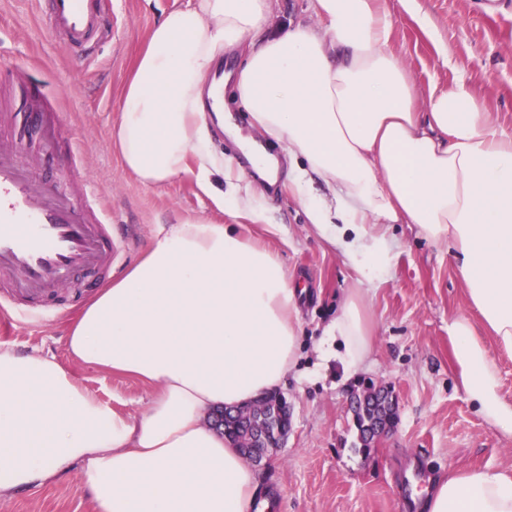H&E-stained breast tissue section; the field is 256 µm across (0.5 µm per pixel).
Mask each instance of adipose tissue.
Wrapping results in <instances>:
<instances>
[{
	"instance_id": "obj_1",
	"label": "adipose tissue",
	"mask_w": 512,
	"mask_h": 512,
	"mask_svg": "<svg viewBox=\"0 0 512 512\" xmlns=\"http://www.w3.org/2000/svg\"><path fill=\"white\" fill-rule=\"evenodd\" d=\"M318 27L253 43L270 0H191L152 27L127 82L112 143L142 185L192 176L210 192L235 178L213 154L205 96L226 51L229 99L298 165L296 195L314 230L357 275L320 336V359L354 375L372 352L366 288L394 258V224L443 241L472 316L448 322L467 400L512 436V399L475 323L512 352V134L465 81L419 99L390 49L381 0H310ZM320 182L326 195L314 194ZM301 290L276 254L231 224L160 225L143 257L68 322L70 362L155 388L123 413L56 358L0 344V498L80 467L95 512H251L255 472L203 418L277 391L301 359ZM425 512H512V473L449 474Z\"/></svg>"
}]
</instances>
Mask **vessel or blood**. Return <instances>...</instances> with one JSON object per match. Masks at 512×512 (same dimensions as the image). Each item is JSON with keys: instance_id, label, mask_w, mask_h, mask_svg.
Wrapping results in <instances>:
<instances>
[{"instance_id": "obj_1", "label": "vessel or blood", "mask_w": 512, "mask_h": 512, "mask_svg": "<svg viewBox=\"0 0 512 512\" xmlns=\"http://www.w3.org/2000/svg\"><path fill=\"white\" fill-rule=\"evenodd\" d=\"M48 27L64 50L87 48L101 26L98 0H45ZM73 188L38 178L26 145L0 148V283L9 302L52 297L78 271L111 274L127 240L115 237L112 216L79 172Z\"/></svg>"}]
</instances>
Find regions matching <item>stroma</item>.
<instances>
[{"mask_svg": "<svg viewBox=\"0 0 512 512\" xmlns=\"http://www.w3.org/2000/svg\"><path fill=\"white\" fill-rule=\"evenodd\" d=\"M421 4L432 21L428 31L398 0H385L394 19L390 47L418 93L465 80L492 123L512 133V0ZM188 5L189 0H101L105 24L93 41L96 54L81 63L49 40L46 14L36 0H0V91L9 100L0 119V144H27L39 158L40 174L51 181L66 178L63 158L78 145L81 173L100 190L114 233L129 242L114 277L139 261L158 225L206 217L238 225L251 242L279 255L289 276L307 284L300 305L301 373L289 376L281 389L290 410L288 438L254 467L259 494L276 499L274 512H418L416 490L406 482L411 473L426 483L477 467L512 472V436L475 412L455 374L448 320L468 305L447 244L427 241L410 225H393L392 267L367 296L373 353L365 369L348 378L337 362L320 364L314 345L338 315L356 275L308 224L287 176L267 185L247 174L265 207L257 221L245 212L220 210L192 177L146 187L125 170L111 133L127 79L162 13ZM313 21L309 0H272L259 36ZM91 280L77 272L57 290L56 320L32 327L0 320V343L67 361L65 325L94 296ZM72 370L84 387L123 412L141 413L154 393L122 374L77 364ZM369 383L392 390L396 418L390 432L361 452L354 446L351 396ZM0 512L94 508L75 469L52 484L1 498Z\"/></svg>", "mask_w": 512, "mask_h": 512, "instance_id": "stroma-1", "label": "stroma"}]
</instances>
